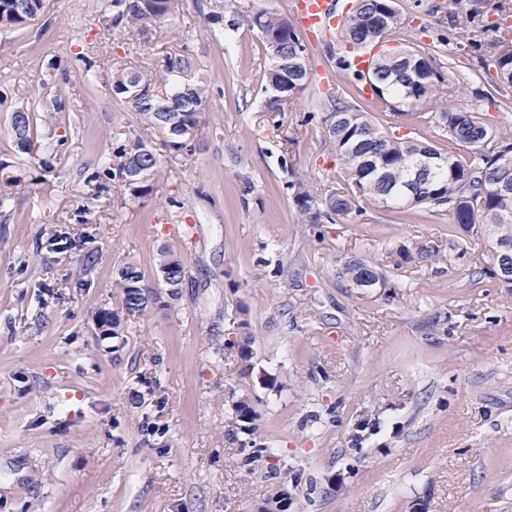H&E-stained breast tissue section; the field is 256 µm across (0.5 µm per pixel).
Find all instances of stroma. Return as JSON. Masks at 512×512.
I'll return each mask as SVG.
<instances>
[{"label":"stroma","instance_id":"stroma-1","mask_svg":"<svg viewBox=\"0 0 512 512\" xmlns=\"http://www.w3.org/2000/svg\"><path fill=\"white\" fill-rule=\"evenodd\" d=\"M440 0H395L384 39L428 53L448 108L512 126V107ZM295 18L294 0H183L161 25L113 27L99 0H45L0 29V160L21 181L0 208V512H258L279 489L288 512H512V289L489 275L482 237L451 211L372 206L362 219L304 223L293 186L326 191L337 160L320 103L342 94L389 134L427 143L439 126L398 116L337 69L338 36L307 41L308 87L264 112L266 51L236 16ZM189 49L210 94L195 149L164 153L154 192L135 198L119 150L162 137L110 87L116 67L159 68ZM334 76L324 89L318 72ZM34 112L31 153L10 117ZM433 263H403L414 243ZM185 266L177 298L157 254ZM372 259L384 287L340 276ZM136 264L157 298L123 336L116 269ZM252 338L249 360L231 341ZM249 399L270 457L240 464L225 438ZM341 274L354 288H356L357 284L363 282V277L366 275H372L381 280L384 285L386 284L383 272L369 259L361 256H352L346 260L343 264ZM359 288H363L364 293H370L374 288H378V284L371 280L362 283Z\"/></svg>","mask_w":512,"mask_h":512}]
</instances>
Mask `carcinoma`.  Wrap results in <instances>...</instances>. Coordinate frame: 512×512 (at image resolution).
I'll use <instances>...</instances> for the list:
<instances>
[{"label":"carcinoma","mask_w":512,"mask_h":512,"mask_svg":"<svg viewBox=\"0 0 512 512\" xmlns=\"http://www.w3.org/2000/svg\"><path fill=\"white\" fill-rule=\"evenodd\" d=\"M483 0H448L435 6L445 9L453 19V27L465 34L469 47L480 52L481 62L493 64L499 85L498 91L512 88V42L483 43L485 31L480 16L484 14ZM103 17L114 27L164 23L180 10V0H138L134 7L127 0H101ZM42 11V0H0V28L16 29L27 25ZM260 35L265 45L268 65L265 72L267 93L264 111L273 115L282 111L283 104L276 94L286 89L296 97L305 89V80L298 79L292 67L294 51L300 39L288 17L274 11H262ZM402 25L395 0H352L341 21L340 36L347 55L337 58L339 64L350 65V58L362 52L379 32H391ZM198 63L188 48L163 58L158 75L133 68L112 70L111 90L120 100L138 112L145 123L165 136L162 146L173 153L190 152L193 142L189 129L199 126L200 114L207 98L204 81L195 78ZM372 70L379 91L374 98L386 109L398 115L422 110L436 103L444 86V76L429 62V58L414 49H406L395 58H372ZM166 86L159 94L157 82ZM342 113V120L330 124L332 115ZM428 119L437 122L450 147L443 148L419 140L391 136L362 108L342 96L332 97L325 105L322 123L327 126L329 143L341 163V175L336 186L317 195L301 186L295 193L304 220L313 224L333 223L336 218L366 216L363 203L389 207L397 205L409 211L427 208H448L456 224L468 234L486 240L487 250L496 256L497 263L512 267V172L503 173V166L512 169V132L499 129L469 109L431 112ZM10 129L19 150L32 147L34 118L27 110L11 115ZM465 145L469 152L459 155L454 145ZM421 155L443 157L425 173H416ZM125 162L120 166L122 186L135 198H146L154 191V180L161 160L155 149L139 142L123 151ZM9 164L0 162V206L8 200L4 188L16 183ZM400 258L410 263L438 259L432 246L419 244L411 251L402 248ZM158 271L173 268L184 272L181 258L172 250L159 251ZM342 275L357 286L363 277L372 275L385 280L383 272L369 259L352 256L342 267ZM113 287L123 295V310H103L99 314L109 336L123 334V313L144 311L151 299L146 292L144 276L134 264L120 267ZM255 412L247 402L234 405L227 437L238 440L239 435L255 432ZM247 442L240 443L242 463L249 465L271 454L267 448Z\"/></svg>","instance_id":"1"}]
</instances>
